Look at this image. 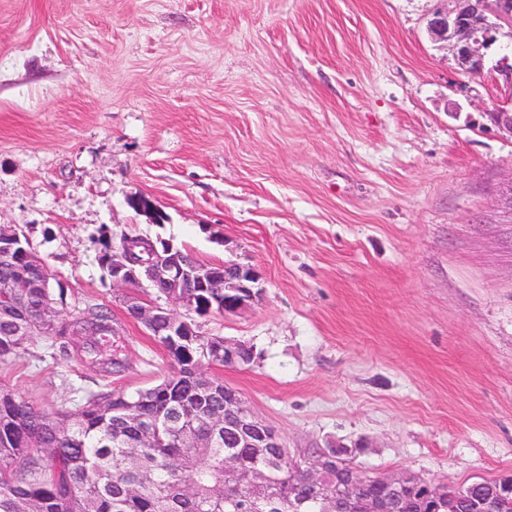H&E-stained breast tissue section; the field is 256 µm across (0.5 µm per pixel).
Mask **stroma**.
<instances>
[{
    "label": "stroma",
    "instance_id": "obj_1",
    "mask_svg": "<svg viewBox=\"0 0 512 512\" xmlns=\"http://www.w3.org/2000/svg\"><path fill=\"white\" fill-rule=\"evenodd\" d=\"M455 0H0V224L67 305L102 304L133 393L168 352L98 256L162 237L261 275L202 330L251 344L204 365L291 454L340 442L374 474H512V87L432 39ZM147 200L166 216L136 209ZM36 336L0 384L70 409L99 374Z\"/></svg>",
    "mask_w": 512,
    "mask_h": 512
}]
</instances>
